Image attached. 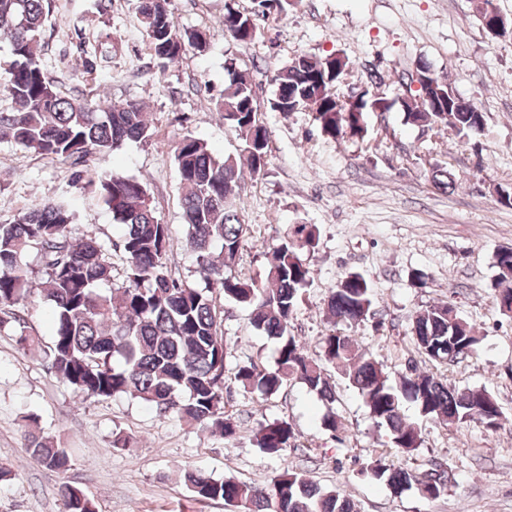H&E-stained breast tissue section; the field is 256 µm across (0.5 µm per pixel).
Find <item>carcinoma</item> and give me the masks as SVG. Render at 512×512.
<instances>
[{"label":"carcinoma","mask_w":512,"mask_h":512,"mask_svg":"<svg viewBox=\"0 0 512 512\" xmlns=\"http://www.w3.org/2000/svg\"><path fill=\"white\" fill-rule=\"evenodd\" d=\"M257 9L242 12L232 0L224 6V35L251 44L261 32L257 17L287 11L292 0H254ZM51 0H0V43L10 47L11 61L0 71V92L13 103L0 111V135L24 152L65 161L81 179L88 162L105 157L127 141L152 138L144 107L129 101L112 106L92 97H68L41 66L37 51ZM136 13L154 58L178 61L189 47L207 46L206 33L177 29L167 0H136ZM352 62H332L307 54L292 58L273 78L276 90L270 109L284 115L311 108L322 131L337 140L368 135L365 114L382 99L365 91L350 102L341 93L342 78ZM427 78L424 91H410L402 102L408 122L443 127L457 136L483 126L477 106L460 99L452 86L420 65ZM229 76L217 110L235 129L241 145L235 155L215 153L208 143L183 136L174 149L182 190L185 240L204 286L177 278L168 266L169 225L156 214L146 183L118 172L94 173L87 186L122 228L114 247L122 254L125 275L113 283L112 253L97 235L76 234L79 212L68 198H48L15 220L0 224V329L19 328V344L39 345L22 314L39 298L51 307L54 332L43 350L49 369L76 395L105 400L128 395L163 415L199 425L226 439L238 434V422L224 413V344L221 311L224 301L253 308V327L278 341L276 367L256 363L237 366L240 387L263 397L277 394L290 382L304 385L321 398L335 400L328 367L340 371L364 398L377 427L386 431V446L409 457L421 447V430L408 422L402 408L412 404L423 418L443 424L479 423L500 429L505 417L496 397L485 387L459 388L416 365L392 383L383 364L358 352L356 339L345 329L374 315L372 284L352 272L337 281L326 304L332 325L320 338L319 354L311 356L288 332L308 284L302 254L315 251L319 229L296 224L268 254L263 279L227 275L224 266L235 258L248 225L241 220L236 199L243 172L258 177L267 166L271 131L260 119L255 91L241 71ZM497 283L512 279V250L495 255ZM411 333L421 354L439 365H454L472 356L481 341L476 325L450 303L428 306L412 318ZM24 447L46 467L65 475L73 466L67 448L44 434L34 418H25ZM295 440L291 424L274 419L262 424L254 445L274 455ZM361 474L386 484L397 497L415 490L426 499L447 494L454 475L441 464L426 470L394 465L379 456ZM183 483L196 500H222L235 512H357L339 489H326L304 473L284 470L265 487L233 478L215 479L187 470ZM62 512H97L96 503L78 485L59 488Z\"/></svg>","instance_id":"carcinoma-1"}]
</instances>
